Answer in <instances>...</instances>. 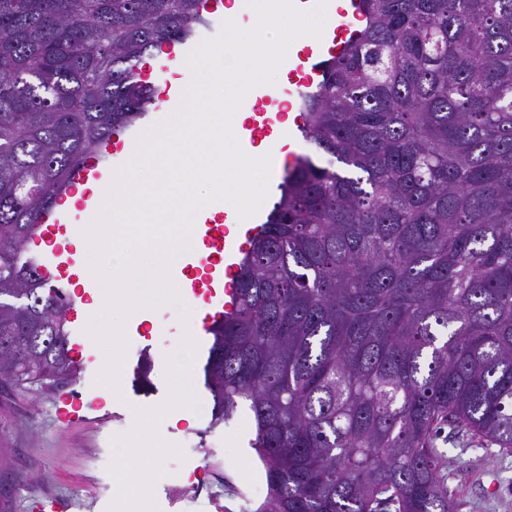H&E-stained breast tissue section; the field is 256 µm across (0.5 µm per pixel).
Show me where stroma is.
<instances>
[{
  "label": "stroma",
  "instance_id": "obj_1",
  "mask_svg": "<svg viewBox=\"0 0 512 512\" xmlns=\"http://www.w3.org/2000/svg\"><path fill=\"white\" fill-rule=\"evenodd\" d=\"M295 60V51H288L276 84L259 87L245 98L240 112L247 121L264 115L278 123L283 119L277 110L281 100L299 105ZM69 294L78 313L69 325V340L80 345L70 354L73 374L58 377L49 390L37 384H0V501H9L12 512H27L32 495L52 491L71 500L73 512H108L118 492L109 471L111 439L130 431L135 408H154L166 400V357L190 332L197 344L191 378L199 406L187 409V422L159 426L162 438L181 446L184 455L164 459V474L153 486L155 503L159 512H242L245 502L259 504L267 485L263 466L249 446L251 413L241 412L218 427L210 424L213 402L203 375L209 336L199 334L197 325H183L175 305L135 311L125 326L128 346L120 378L124 398L108 403L107 387L95 382L105 352L86 332L93 316L91 297L79 288ZM145 355L151 370L144 385L136 371ZM58 393L82 403L84 421L71 426L56 422L53 403ZM444 450L454 512H512V453L493 445L464 448L454 438ZM228 482L239 489V496L225 494Z\"/></svg>",
  "mask_w": 512,
  "mask_h": 512
}]
</instances>
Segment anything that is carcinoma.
I'll return each mask as SVG.
<instances>
[{"instance_id":"carcinoma-1","label":"carcinoma","mask_w":512,"mask_h":512,"mask_svg":"<svg viewBox=\"0 0 512 512\" xmlns=\"http://www.w3.org/2000/svg\"><path fill=\"white\" fill-rule=\"evenodd\" d=\"M207 3L0 0V381L69 371L70 298L26 245L157 106L140 62ZM362 8L301 97L330 163L286 171L209 330L211 426L254 422V512H452L445 427L512 451V0Z\"/></svg>"}]
</instances>
